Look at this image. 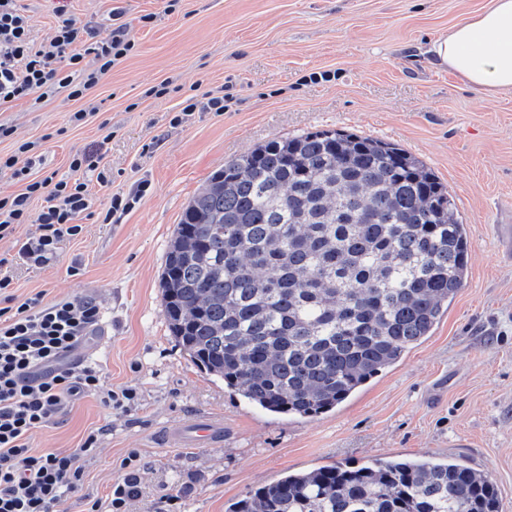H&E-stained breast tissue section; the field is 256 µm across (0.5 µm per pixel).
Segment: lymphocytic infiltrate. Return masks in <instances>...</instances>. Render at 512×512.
<instances>
[{
	"mask_svg": "<svg viewBox=\"0 0 512 512\" xmlns=\"http://www.w3.org/2000/svg\"><path fill=\"white\" fill-rule=\"evenodd\" d=\"M109 39L58 10L53 36L36 42L33 19L20 0H0V106L34 95L53 97L68 90L80 101L67 116L72 126L95 116L84 106L101 80L135 47V39L120 11L110 13ZM15 129L0 123V141L14 140L11 154H0V170L10 171L21 185L18 193L0 197V240L18 225L36 223L35 235L20 242L16 254L0 257V512H52L74 493L83 479L81 457L99 445L98 432L87 433L74 452H38L32 432L56 417L65 402L89 394L101 395L116 408L133 400L132 390L103 391L95 365L69 360L95 326L100 308L90 298L50 300L44 292L15 302L9 266L48 264L60 242L78 236L93 206L92 185L111 180L101 155L86 152L70 158V174L37 168L34 142L18 141ZM140 465L128 464L115 481L106 506L91 504L86 512H129L140 494Z\"/></svg>",
	"mask_w": 512,
	"mask_h": 512,
	"instance_id": "obj_1",
	"label": "lymphocytic infiltrate"
}]
</instances>
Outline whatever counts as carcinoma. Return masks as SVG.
<instances>
[{
	"instance_id": "1",
	"label": "carcinoma",
	"mask_w": 512,
	"mask_h": 512,
	"mask_svg": "<svg viewBox=\"0 0 512 512\" xmlns=\"http://www.w3.org/2000/svg\"><path fill=\"white\" fill-rule=\"evenodd\" d=\"M470 241L448 188L405 150L317 130L224 162L184 208L161 275L178 346L268 413L335 409L429 336ZM227 512H500L490 476L395 456L289 473Z\"/></svg>"
}]
</instances>
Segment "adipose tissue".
I'll return each instance as SVG.
<instances>
[{
    "instance_id": "obj_1",
    "label": "adipose tissue",
    "mask_w": 512,
    "mask_h": 512,
    "mask_svg": "<svg viewBox=\"0 0 512 512\" xmlns=\"http://www.w3.org/2000/svg\"><path fill=\"white\" fill-rule=\"evenodd\" d=\"M438 66L489 94L512 91V0H491L485 11L433 44Z\"/></svg>"
}]
</instances>
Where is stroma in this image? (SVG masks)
<instances>
[{"mask_svg": "<svg viewBox=\"0 0 512 512\" xmlns=\"http://www.w3.org/2000/svg\"><path fill=\"white\" fill-rule=\"evenodd\" d=\"M36 40L53 9L107 38L123 12L135 50L96 88L99 114L73 127L67 90L0 110L20 140L39 142L47 169L69 174L76 152L97 151L112 181L84 231L47 266L12 270L25 298L95 300L84 355L105 389H132L116 409L89 395L66 403L30 440L43 452L78 448L83 480L58 512L105 500L123 461L145 467L133 512H225L289 472L397 455L454 457L491 475L512 512V91L494 96L434 64L433 42L490 0H25ZM155 19L144 25L141 15ZM226 108L210 111L211 98ZM196 109L180 111L186 99ZM338 130L398 145L452 195L471 250L463 288L433 334L335 411L312 418L262 411L207 375L171 336L162 307L165 253L189 200L225 161L274 137ZM132 209L107 215L112 195ZM209 414L220 448H167L168 424Z\"/></svg>", "mask_w": 512, "mask_h": 512, "instance_id": "1", "label": "stroma"}]
</instances>
